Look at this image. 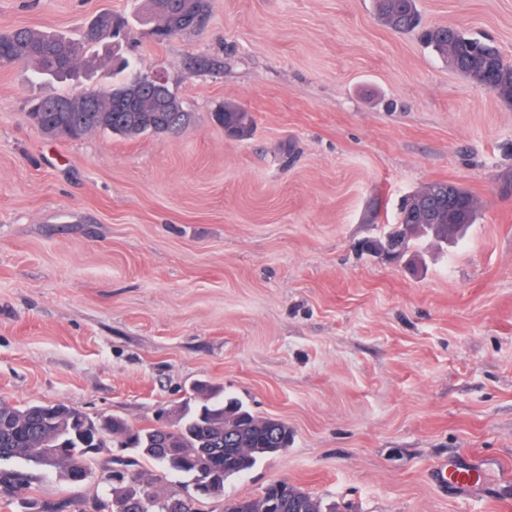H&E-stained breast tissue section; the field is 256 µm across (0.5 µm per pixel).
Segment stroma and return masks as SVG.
Instances as JSON below:
<instances>
[{
    "label": "stroma",
    "mask_w": 512,
    "mask_h": 512,
    "mask_svg": "<svg viewBox=\"0 0 512 512\" xmlns=\"http://www.w3.org/2000/svg\"><path fill=\"white\" fill-rule=\"evenodd\" d=\"M157 41L145 0H0V30L77 36L128 23L118 52L62 94L163 72L193 119L176 135L51 138L43 92L0 65V398L65 403L133 426L174 417L195 384L288 423L289 448L228 478L285 479L336 512H503L512 503V105L469 84L374 0H209ZM426 24L493 40L512 62V0H418ZM255 118L249 138L212 118ZM443 180L479 218L449 248L359 249L404 195ZM37 471L45 504L103 493ZM479 465L454 486L441 465ZM212 119L228 132L237 135V138H240L241 133L242 138L249 137L254 129L252 113L233 102H225L217 112L212 113Z\"/></svg>",
    "instance_id": "stroma-1"
}]
</instances>
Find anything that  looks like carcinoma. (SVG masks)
<instances>
[{
    "label": "carcinoma",
    "instance_id": "carcinoma-1",
    "mask_svg": "<svg viewBox=\"0 0 512 512\" xmlns=\"http://www.w3.org/2000/svg\"><path fill=\"white\" fill-rule=\"evenodd\" d=\"M179 0H164L173 25L154 15L159 40L173 36L171 27L180 31L190 22L177 15ZM383 23L392 31L408 34L419 31L421 41L441 56L450 68L470 84L483 86L503 102L512 104V64L490 42L468 36L450 26L420 27L417 0H375ZM119 34L112 14H97L77 38L45 32L36 28H11L0 32V61L32 66L34 78L45 92L31 105L27 119L47 134L80 139L91 132H110L138 138L159 130L177 134L191 119V113L177 112L154 90L140 88L138 80L121 81L104 92H79L63 95L55 83L79 78L88 54L104 39ZM64 102L69 111L56 112L52 100ZM214 122L235 135L249 137L254 129L251 112L226 102L212 113ZM466 218L464 223L448 221L443 215L424 226L418 236L458 241L469 225L476 223L479 207L476 199L463 191L459 198ZM200 405L182 404L175 422L134 428L118 418L95 422L86 413L64 403L12 404L0 399V495L8 500L21 499L29 512L38 502L31 495L29 474L23 464L55 472L73 485L79 475L92 477L90 454L106 445L130 451L154 461L165 471L184 478L192 488L190 496L161 493L157 479L142 473L129 475L108 470L101 476L103 512H199V499L224 493V480L251 469L258 459L283 452L292 440V430L283 420L259 418L241 402L226 399L202 385L194 388ZM224 512H324L321 502L299 486L286 480L268 484L257 499L228 498Z\"/></svg>",
    "mask_w": 512,
    "mask_h": 512
}]
</instances>
